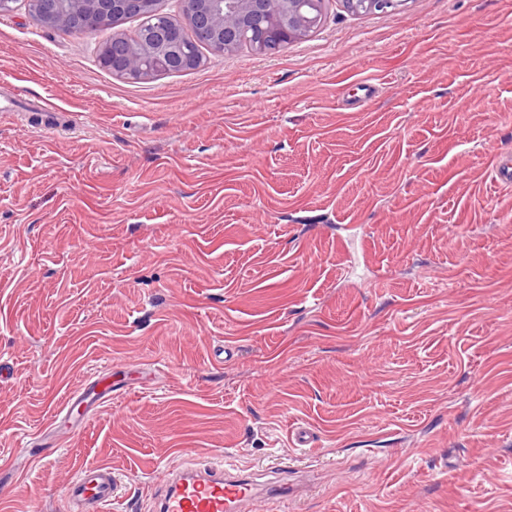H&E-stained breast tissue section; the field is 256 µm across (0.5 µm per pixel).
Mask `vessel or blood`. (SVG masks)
<instances>
[{"label": "vessel or blood", "instance_id": "vessel-or-blood-1", "mask_svg": "<svg viewBox=\"0 0 512 512\" xmlns=\"http://www.w3.org/2000/svg\"><path fill=\"white\" fill-rule=\"evenodd\" d=\"M116 390L110 374L91 376L63 403L60 418L54 419L57 438L70 432L62 416L85 405L96 408L111 402ZM160 484L153 496L155 512H271L275 503L303 491L302 480L287 474L260 485L251 474L211 463L165 467ZM121 488V479L110 467L82 468L64 488V512H107L108 506L121 502Z\"/></svg>", "mask_w": 512, "mask_h": 512}]
</instances>
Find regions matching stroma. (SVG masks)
Instances as JSON below:
<instances>
[{"label": "stroma", "mask_w": 512, "mask_h": 512, "mask_svg": "<svg viewBox=\"0 0 512 512\" xmlns=\"http://www.w3.org/2000/svg\"><path fill=\"white\" fill-rule=\"evenodd\" d=\"M106 37L0 16V512L86 465L151 512L163 466L280 457L309 487L276 512H512V0H325L148 80ZM112 375L110 372L92 375L87 383L78 391H75L69 396V398L62 404V407L55 415V419L52 422V427L56 429L57 439L66 437L72 425H63L62 421L63 414L71 416L74 410L77 408V413L82 415L79 410L85 404L83 413L87 411L88 406L99 407L105 403L112 402V393H118L126 388L124 386L116 387L118 384H112Z\"/></svg>", "instance_id": "35a3bbf8"}]
</instances>
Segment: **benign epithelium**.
<instances>
[{
  "mask_svg": "<svg viewBox=\"0 0 512 512\" xmlns=\"http://www.w3.org/2000/svg\"><path fill=\"white\" fill-rule=\"evenodd\" d=\"M163 0H0V15L13 12L25 3L34 7L36 19L50 29H64L71 34H93L114 25L112 41L127 43V51L114 57L112 73L132 79L143 74H172L183 63L192 60L189 47L181 43L175 29L188 24L210 37V50L224 53V47L236 39V29L224 26V12L245 5L242 18L247 21L260 44L286 46L294 32L306 21L299 0H279L280 10L272 22H267L266 0H195L192 10L182 11L176 18L162 8ZM151 9L166 19L154 29L162 47L147 53L136 48L137 37L116 28L117 20L129 12Z\"/></svg>",
  "mask_w": 512,
  "mask_h": 512,
  "instance_id": "1",
  "label": "benign epithelium"
}]
</instances>
